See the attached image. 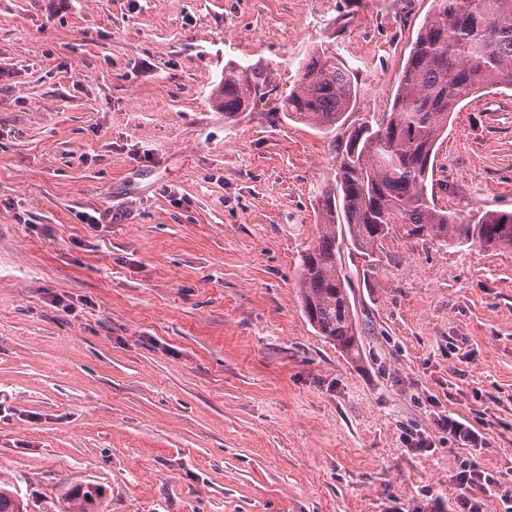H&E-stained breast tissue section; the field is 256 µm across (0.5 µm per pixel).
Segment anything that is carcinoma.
<instances>
[{"mask_svg":"<svg viewBox=\"0 0 512 512\" xmlns=\"http://www.w3.org/2000/svg\"><path fill=\"white\" fill-rule=\"evenodd\" d=\"M396 83L390 111L351 131L338 145L335 183L320 196L318 235L302 255L297 283L302 311L347 356L359 353V324L342 249L379 263L394 242L428 239L457 248L476 240L485 251L512 248V212L463 222L429 194L437 144L458 106L483 89H512V0H433ZM269 66H229L216 89L224 121L235 123L267 94ZM357 99L350 71L318 52L282 95V116L329 135ZM99 491L68 486L62 512H94ZM0 512H27L18 485L0 472Z\"/></svg>","mask_w":512,"mask_h":512,"instance_id":"cac0c4a2","label":"carcinoma"}]
</instances>
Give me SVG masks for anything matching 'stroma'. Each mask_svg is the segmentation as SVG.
Returning a JSON list of instances; mask_svg holds the SVG:
<instances>
[{
    "instance_id": "obj_1",
    "label": "stroma",
    "mask_w": 512,
    "mask_h": 512,
    "mask_svg": "<svg viewBox=\"0 0 512 512\" xmlns=\"http://www.w3.org/2000/svg\"><path fill=\"white\" fill-rule=\"evenodd\" d=\"M432 6L0 0V470L29 512L74 482L99 512H448V413L512 462V249L348 265L354 359L295 286L332 143L389 111ZM315 50L358 89L328 137L281 114ZM256 62L273 91L226 123L213 89ZM433 179L462 218L512 211V90L461 104Z\"/></svg>"
}]
</instances>
